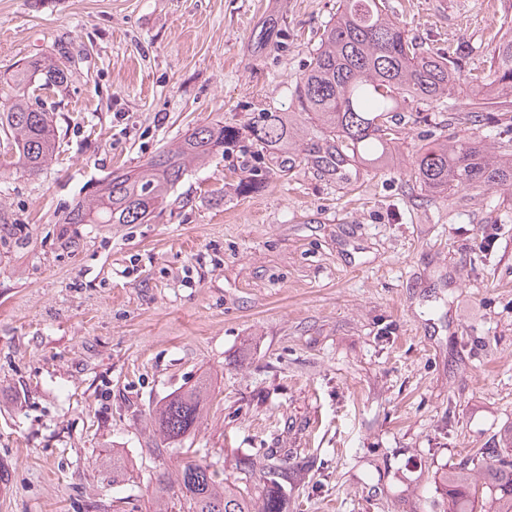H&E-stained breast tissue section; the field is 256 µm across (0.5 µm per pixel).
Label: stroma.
Returning a JSON list of instances; mask_svg holds the SVG:
<instances>
[{"label":"stroma","mask_w":512,"mask_h":512,"mask_svg":"<svg viewBox=\"0 0 512 512\" xmlns=\"http://www.w3.org/2000/svg\"><path fill=\"white\" fill-rule=\"evenodd\" d=\"M417 42L483 69L512 0H385ZM339 0H0V78L61 68L60 133L0 173V512H186L151 407L207 376L184 442L220 476L305 462L286 512H447L450 465L512 442V183L438 197L420 150L470 135L464 95L382 165L279 173L251 147L191 166L148 224H66L113 171L189 128L288 111ZM271 173L241 194L251 167ZM188 205H180V198ZM126 462L113 477L112 459Z\"/></svg>","instance_id":"stroma-1"}]
</instances>
